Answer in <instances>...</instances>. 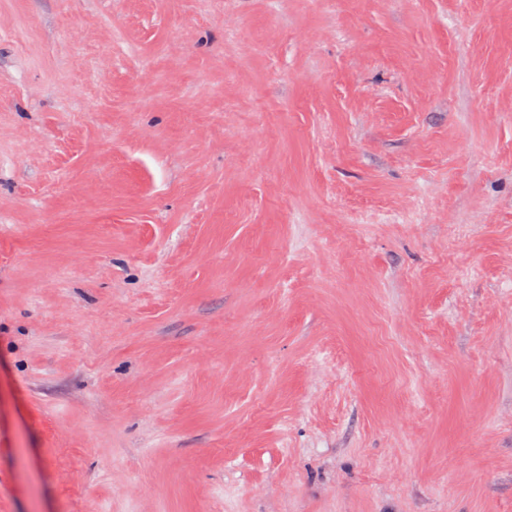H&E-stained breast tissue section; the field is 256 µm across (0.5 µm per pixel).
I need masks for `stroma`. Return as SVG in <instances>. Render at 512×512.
I'll use <instances>...</instances> for the list:
<instances>
[{"instance_id": "obj_1", "label": "stroma", "mask_w": 512, "mask_h": 512, "mask_svg": "<svg viewBox=\"0 0 512 512\" xmlns=\"http://www.w3.org/2000/svg\"><path fill=\"white\" fill-rule=\"evenodd\" d=\"M0 512H512V0H0Z\"/></svg>"}]
</instances>
